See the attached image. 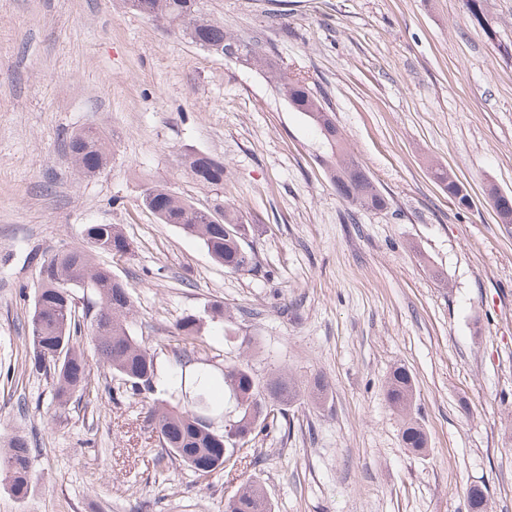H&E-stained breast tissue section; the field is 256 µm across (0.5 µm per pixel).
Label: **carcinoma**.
Masks as SVG:
<instances>
[{"mask_svg":"<svg viewBox=\"0 0 512 512\" xmlns=\"http://www.w3.org/2000/svg\"><path fill=\"white\" fill-rule=\"evenodd\" d=\"M135 10L177 32L204 50L235 46L242 63L264 70L275 82L283 100L298 103L296 111L304 113L320 130L330 147L321 159L331 181L343 178L351 190L344 200L365 210L383 211L389 200L379 189L375 178L348 151L331 110L312 92L306 78L282 72L268 43L260 37L234 35L224 29V22L209 17L195 0H130ZM465 8L475 23L485 26L486 0H465ZM68 151L75 170L84 176L100 171L108 162L104 134L81 131L72 134ZM192 178L204 187L224 185V161L208 154L192 152L186 156ZM142 205L161 224H172L188 237L199 239L210 257L229 271L253 268L252 254L244 247L245 224L235 211L218 208L221 219L210 220L211 212L182 199L168 189H147ZM83 245L38 260L39 280L34 292L28 320L32 345V369L52 377L54 399L66 406L77 394L85 393L89 379L85 350L79 337H90L99 358L122 379V392L142 395L154 391L161 367L158 353L142 345L130 330L128 318L133 306L126 283L112 275V270L96 263L100 254L115 256L134 253L133 241L114 224H86L82 230ZM174 362L187 367L191 355L204 346L196 319L187 316L176 325ZM224 391L236 402L238 430L251 436L258 426L298 396L294 379L284 373L261 384L247 365H226L221 370ZM213 373L202 367L193 372L191 391L169 393L158 400L146 416V427L158 434L167 458L178 461L199 477H208L224 468L234 453L236 440L229 433L210 428L207 415L217 412L209 404ZM386 400L408 417L402 431L407 448L420 451L426 447L424 429L412 418L413 383L403 367L395 368L387 381ZM34 457L31 442L15 435L0 450V471L14 470L10 483L18 498L31 488ZM231 512H271L268 498L256 480L246 482L235 494Z\"/></svg>","mask_w":512,"mask_h":512,"instance_id":"carcinoma-1","label":"carcinoma"}]
</instances>
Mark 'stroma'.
I'll return each mask as SVG.
<instances>
[{"mask_svg":"<svg viewBox=\"0 0 512 512\" xmlns=\"http://www.w3.org/2000/svg\"><path fill=\"white\" fill-rule=\"evenodd\" d=\"M202 3L307 78L389 206L337 194L322 136L258 68L127 0H0V442L27 436L36 458L26 498L0 474V512H224L250 479L272 512H466L475 487L512 512V224L488 198L512 195V0H487L484 29L464 0ZM84 130L109 148L90 178L65 148ZM192 151L223 160V186L191 178ZM437 167L467 185L471 210L434 183ZM155 185L237 209L253 270H224L158 223L141 204ZM87 224L133 239L132 258L98 261L130 287L131 331L160 359L192 316L208 369L242 361L259 381L299 384L234 465L200 479L161 459L144 419L172 368L153 393L116 400L119 378L87 351L91 391L64 407L29 369L33 258L80 245ZM398 366L414 380L420 453L385 399Z\"/></svg>","mask_w":512,"mask_h":512,"instance_id":"35a3bbf8","label":"stroma"}]
</instances>
